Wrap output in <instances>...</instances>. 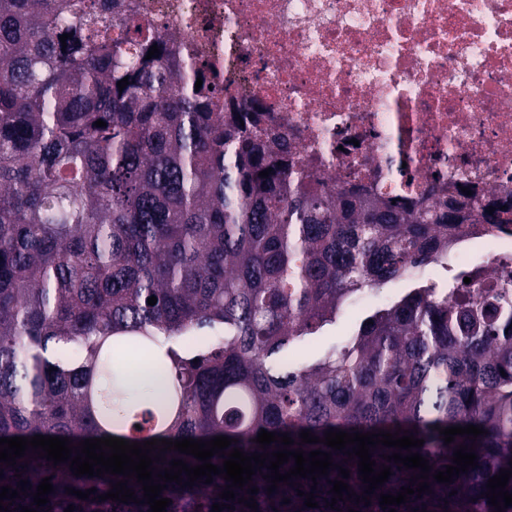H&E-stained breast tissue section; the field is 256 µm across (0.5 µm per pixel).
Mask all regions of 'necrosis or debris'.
Instances as JSON below:
<instances>
[{"label": "necrosis or debris", "instance_id": "obj_1", "mask_svg": "<svg viewBox=\"0 0 512 512\" xmlns=\"http://www.w3.org/2000/svg\"><path fill=\"white\" fill-rule=\"evenodd\" d=\"M124 3L319 179L512 206V0ZM465 230L449 265L512 281V225Z\"/></svg>", "mask_w": 512, "mask_h": 512}]
</instances>
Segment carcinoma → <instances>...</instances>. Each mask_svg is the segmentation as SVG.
I'll return each instance as SVG.
<instances>
[{
    "mask_svg": "<svg viewBox=\"0 0 512 512\" xmlns=\"http://www.w3.org/2000/svg\"><path fill=\"white\" fill-rule=\"evenodd\" d=\"M115 2L0 0V438L227 436L228 452L283 448L261 449L264 429L288 434L291 451L332 454L362 496L358 457L299 433H407L424 440L411 452L432 475L460 445H474L479 467L449 485L428 479L430 491L396 512H497L481 494L512 467V284L412 288L343 344L308 355L353 296L443 263L463 232L449 214L466 203L408 206L319 181L286 144L270 145L250 112H220L204 67L169 56L159 37L112 13ZM140 356L161 390L129 382L127 362ZM468 424L487 433L444 444L439 430ZM395 451L371 449L374 469L392 475L368 506H326L337 468L315 491L302 477L269 494L263 467L223 512H252L238 502L251 486L257 512H388L380 494L417 474L383 459ZM17 468L31 490L15 507L151 512L66 493L101 495L121 475L76 477L29 450L14 468L0 462V487L17 488ZM47 476L54 492L38 508L32 493ZM225 485L218 475L172 482L160 497L167 512H211ZM299 489L319 494V507Z\"/></svg>",
    "mask_w": 512,
    "mask_h": 512,
    "instance_id": "obj_1",
    "label": "carcinoma"
}]
</instances>
